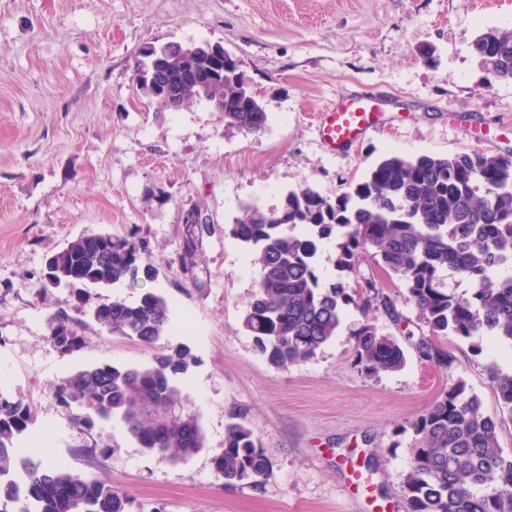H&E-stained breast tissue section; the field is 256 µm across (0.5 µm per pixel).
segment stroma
<instances>
[{
	"instance_id": "1",
	"label": "stroma",
	"mask_w": 512,
	"mask_h": 512,
	"mask_svg": "<svg viewBox=\"0 0 512 512\" xmlns=\"http://www.w3.org/2000/svg\"><path fill=\"white\" fill-rule=\"evenodd\" d=\"M492 27L512 28V0H0V391L31 407L30 460L112 485L127 512H407L411 421L459 380L499 417L488 371H512V345L486 337L477 354L441 337L451 369L423 361L414 340L426 324L368 255L357 274L382 285L399 317L367 319L402 341L405 366L360 370L355 333L367 319L350 306L314 358L274 367L242 327L259 272L230 229L246 207L279 210L292 190L349 191L389 154L511 152L512 82L490 80L470 50ZM169 42L235 55L265 131L243 135L202 101L170 111L145 97L136 62ZM361 90L387 97L384 127L349 155L325 152L314 114ZM192 210L208 221L203 234L185 222ZM131 232L154 278L89 289L83 303L44 280L68 241ZM146 291L167 299L174 323L155 345L110 335L91 315ZM60 310L77 320L81 349L49 341ZM180 343L194 357L182 403L205 437L181 463L122 423L75 425L55 395L88 365L139 366ZM234 415L273 464L259 485H226L213 467ZM356 470L367 483H353Z\"/></svg>"
}]
</instances>
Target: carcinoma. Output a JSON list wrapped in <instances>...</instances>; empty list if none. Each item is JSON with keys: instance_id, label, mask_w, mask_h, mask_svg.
<instances>
[{"instance_id": "cac0c4a2", "label": "carcinoma", "mask_w": 512, "mask_h": 512, "mask_svg": "<svg viewBox=\"0 0 512 512\" xmlns=\"http://www.w3.org/2000/svg\"><path fill=\"white\" fill-rule=\"evenodd\" d=\"M471 50L480 63L495 62L498 79L512 81V30L488 28ZM220 92L225 125L245 135L265 131L267 112L244 76L224 79ZM335 230L342 238L340 271L356 273L368 253L402 282L407 301L431 331L416 342L424 361L451 367L452 355L435 342L439 336H492L512 344V274H499L512 268V157L392 154L334 199L305 187L288 192L279 212L246 208L230 232L253 252L259 278L242 325L277 368L315 357L336 336L348 305L366 318L374 307L399 318L394 301L374 280L355 288L342 282L320 286L318 244ZM94 238L108 264L87 247V237H77L49 258L50 284L78 282L81 296L90 287L137 282L142 244L112 234ZM446 273L471 282L470 295L456 293L445 282ZM93 316L108 333L144 345L156 343L170 324L167 300L152 291L134 302L118 298L100 304ZM48 338L63 352L83 345L78 323L63 311L49 317ZM355 352L369 376L406 363L398 339L379 333L369 321L356 333ZM193 361L188 346L170 345L142 367L102 363L80 369L56 394L74 408L75 423L116 419L147 451L177 463L205 447L195 413L184 409L167 417L168 407L181 398L177 376ZM490 381L500 414L512 421V372L493 368ZM30 419L29 404L0 394V512H126L128 499L111 485L55 463L24 459L18 443ZM501 423L484 415L481 400L466 392L463 381L443 390L410 424L415 443L404 478L408 512H512V453L500 447ZM213 466L226 485H258L272 461L243 418L235 417Z\"/></svg>"}]
</instances>
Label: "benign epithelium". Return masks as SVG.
<instances>
[{"label":"benign epithelium","instance_id":"7a95c632","mask_svg":"<svg viewBox=\"0 0 512 512\" xmlns=\"http://www.w3.org/2000/svg\"><path fill=\"white\" fill-rule=\"evenodd\" d=\"M198 51L196 47L176 48L164 44L154 49L152 56L137 71V81L147 80L157 89L156 102L168 110L181 104L187 88L212 102L216 111H224V96L217 93V86L224 82L225 75L239 71L237 60L223 47L213 45L208 52V61L202 66L178 63V59Z\"/></svg>","mask_w":512,"mask_h":512}]
</instances>
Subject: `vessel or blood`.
Returning <instances> with one entry per match:
<instances>
[{"mask_svg":"<svg viewBox=\"0 0 512 512\" xmlns=\"http://www.w3.org/2000/svg\"><path fill=\"white\" fill-rule=\"evenodd\" d=\"M381 104L377 95L362 90L340 99L314 116L323 148L331 154H344L379 129Z\"/></svg>","mask_w":512,"mask_h":512,"instance_id":"vessel-or-blood-1","label":"vessel or blood"}]
</instances>
